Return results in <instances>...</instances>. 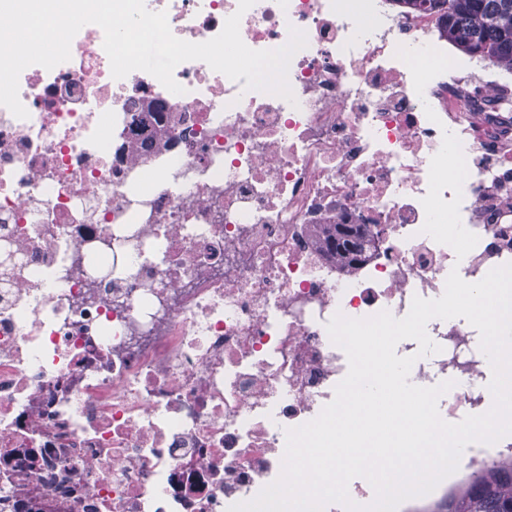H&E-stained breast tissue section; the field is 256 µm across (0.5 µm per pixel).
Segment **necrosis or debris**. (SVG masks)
Segmentation results:
<instances>
[{
    "label": "necrosis or debris",
    "instance_id": "1",
    "mask_svg": "<svg viewBox=\"0 0 512 512\" xmlns=\"http://www.w3.org/2000/svg\"><path fill=\"white\" fill-rule=\"evenodd\" d=\"M239 0H145L172 33L218 35ZM254 50L306 47L295 95L244 89L191 60L183 94L117 79L104 32L25 68L29 116L0 106V456L31 448L62 512H228L280 475L286 429L315 419L348 372L335 314L405 317L512 263V75L457 56L435 16L391 0H255ZM162 142L137 143L146 105ZM320 224H354L342 267ZM440 353L409 383L457 423L493 400L471 324L431 319ZM512 462V435L467 447L455 473L398 512H436Z\"/></svg>",
    "mask_w": 512,
    "mask_h": 512
}]
</instances>
